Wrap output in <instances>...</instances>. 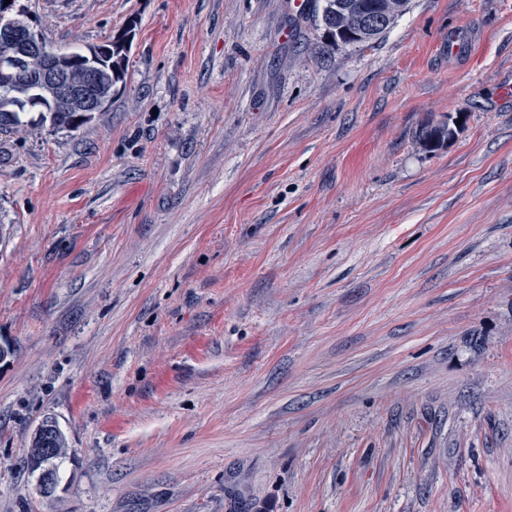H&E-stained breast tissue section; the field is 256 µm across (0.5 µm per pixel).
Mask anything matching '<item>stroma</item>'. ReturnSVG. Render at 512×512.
<instances>
[{"mask_svg": "<svg viewBox=\"0 0 512 512\" xmlns=\"http://www.w3.org/2000/svg\"><path fill=\"white\" fill-rule=\"evenodd\" d=\"M14 7L135 37L110 111L0 132V512H512V0ZM346 0L359 12L368 9L371 5H381L379 10L374 12H365L352 14L351 9L347 5L341 4L336 8V2L338 0H320L319 4H316L314 13L312 15L313 21L324 28L326 37L330 39L334 44L341 42L344 44L354 43H368L370 41L380 38L384 33L366 40H360L356 38H363L364 36L372 35L378 31L386 29L394 16L403 12L407 6V0ZM407 10L398 15L392 22L391 27L395 21L404 15ZM336 17H340V27L337 29L339 34H346L348 36L356 38H342L336 36ZM66 448V437L56 421L45 418L32 436L28 454V465L32 471H39V485L45 493H50L57 485L58 463L65 457ZM46 480L49 483L44 485Z\"/></svg>", "mask_w": 512, "mask_h": 512, "instance_id": "1", "label": "stroma"}]
</instances>
